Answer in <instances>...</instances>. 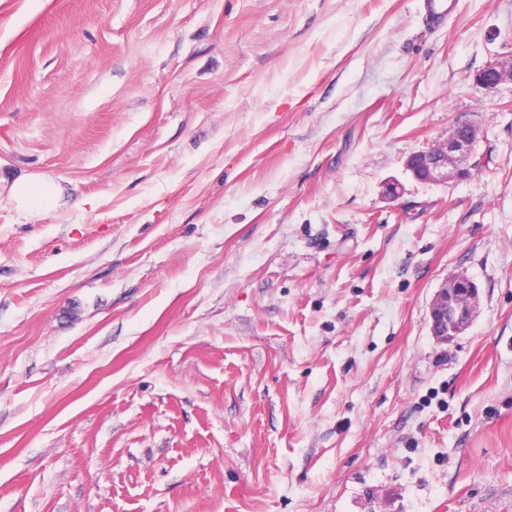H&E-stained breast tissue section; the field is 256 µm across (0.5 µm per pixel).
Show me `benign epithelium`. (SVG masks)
<instances>
[{
    "label": "benign epithelium",
    "instance_id": "1",
    "mask_svg": "<svg viewBox=\"0 0 512 512\" xmlns=\"http://www.w3.org/2000/svg\"><path fill=\"white\" fill-rule=\"evenodd\" d=\"M474 82L487 92L505 82L512 83V54L486 64L476 73ZM478 135L476 126L458 123L445 141L410 156L405 170L414 180L423 183L468 180L475 170L468 159L474 152ZM478 296L477 285L465 275L444 280L436 288L429 308L432 335L445 343L467 330L474 318Z\"/></svg>",
    "mask_w": 512,
    "mask_h": 512
}]
</instances>
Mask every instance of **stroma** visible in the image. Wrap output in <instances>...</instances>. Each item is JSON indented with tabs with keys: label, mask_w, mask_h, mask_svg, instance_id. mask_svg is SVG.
I'll use <instances>...</instances> for the list:
<instances>
[{
	"label": "stroma",
	"mask_w": 512,
	"mask_h": 512,
	"mask_svg": "<svg viewBox=\"0 0 512 512\" xmlns=\"http://www.w3.org/2000/svg\"><path fill=\"white\" fill-rule=\"evenodd\" d=\"M511 53L512 0H0V512H512ZM474 82L487 92L496 90L505 82L512 83V54L490 61L476 73ZM479 131L470 123L452 127L448 138L429 151L410 156L405 170L418 182L464 181L473 176L475 165L467 164L474 152ZM10 193L19 208L31 217H38L56 205L62 190L59 185H52L43 177L32 175L16 180L11 185ZM479 296L477 285L465 275L444 280L429 308L430 330L440 342H448L468 329Z\"/></svg>",
	"instance_id": "stroma-1"
}]
</instances>
